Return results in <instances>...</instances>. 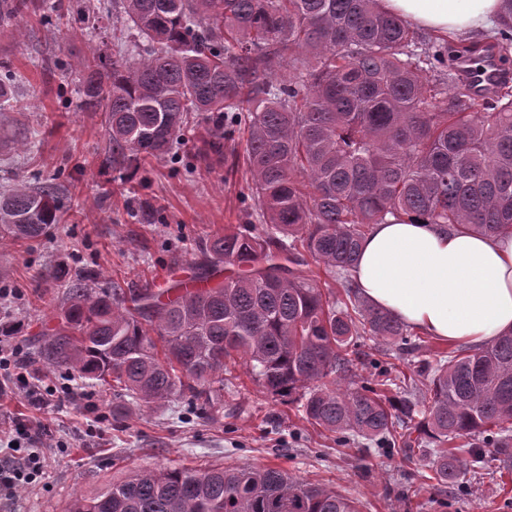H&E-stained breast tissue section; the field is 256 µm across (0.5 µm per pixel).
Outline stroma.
<instances>
[{
	"label": "stroma",
	"mask_w": 512,
	"mask_h": 512,
	"mask_svg": "<svg viewBox=\"0 0 512 512\" xmlns=\"http://www.w3.org/2000/svg\"><path fill=\"white\" fill-rule=\"evenodd\" d=\"M69 11L41 21L43 0L0 21V74L15 77L18 107L0 112V185L57 179L65 189L60 224L36 242L0 235V286L14 288L17 342L33 365L39 346L58 325L62 291L58 268L99 272L96 286L111 290L166 283L192 273L197 240L225 225L252 224L247 199L251 174L245 142L235 138L223 159L206 153L208 124L198 121L176 156L152 161L135 174L103 171L104 115L80 107L76 65L99 44H111L112 20L100 0H68ZM150 202L152 211L141 210ZM413 351L361 339L353 362L357 381L376 366L405 373L435 363L452 346L427 334ZM224 385V403L200 411L179 399L141 411L94 380L65 381L41 370L40 388H53L60 405L40 409L23 387L0 397V422L42 420L46 469L0 512H67L77 496L144 468L232 469L270 466L356 500L360 512H512V468L489 463L484 475L466 474L439 486L430 470L363 443L339 445L309 424L300 403L271 396L245 366ZM75 388L77 399L67 397Z\"/></svg>",
	"instance_id": "obj_1"
}]
</instances>
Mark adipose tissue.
Returning <instances> with one entry per match:
<instances>
[{
    "instance_id": "1",
    "label": "adipose tissue",
    "mask_w": 512,
    "mask_h": 512,
    "mask_svg": "<svg viewBox=\"0 0 512 512\" xmlns=\"http://www.w3.org/2000/svg\"><path fill=\"white\" fill-rule=\"evenodd\" d=\"M499 0H380L408 26L451 40L490 33ZM353 277L363 298L444 341L482 344L512 330V237L409 221L374 225Z\"/></svg>"
}]
</instances>
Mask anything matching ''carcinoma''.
Returning a JSON list of instances; mask_svg holds the SVG:
<instances>
[{"instance_id": "carcinoma-1", "label": "carcinoma", "mask_w": 512, "mask_h": 512, "mask_svg": "<svg viewBox=\"0 0 512 512\" xmlns=\"http://www.w3.org/2000/svg\"><path fill=\"white\" fill-rule=\"evenodd\" d=\"M113 53L81 63V106L105 113L115 171L146 167L183 140L188 117L210 123L224 154L246 136L260 229L200 241L195 281L208 288L121 286L95 293L97 272L56 276L65 288L43 363L111 385L141 408L174 399L212 406L211 384L241 359L271 395L304 391L305 419L424 463L439 484L481 470L485 449L512 462V331L448 352L426 391L397 368L359 386L356 339L404 350L412 326L360 297V244L393 218L512 235V87L490 97L456 78L476 42H416L378 0H112ZM497 44L512 47V0H499ZM448 76L444 91L429 75ZM0 78V110L18 100ZM62 215L61 189L0 191V230L35 240ZM339 284L338 298L308 261ZM68 512H358L333 488L278 468L142 469Z\"/></svg>"}]
</instances>
